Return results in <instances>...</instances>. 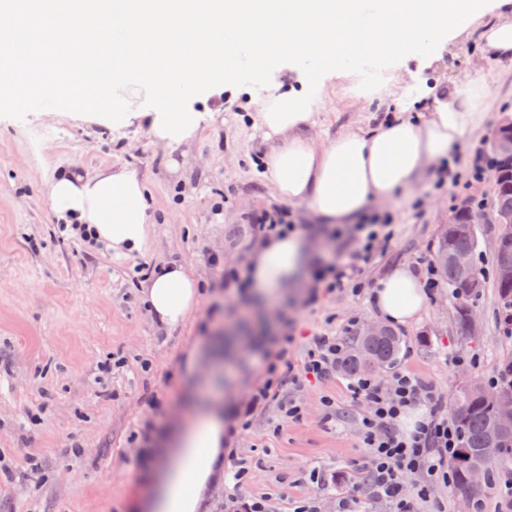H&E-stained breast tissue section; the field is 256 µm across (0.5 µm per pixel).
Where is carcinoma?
<instances>
[{
	"instance_id": "carcinoma-1",
	"label": "carcinoma",
	"mask_w": 512,
	"mask_h": 512,
	"mask_svg": "<svg viewBox=\"0 0 512 512\" xmlns=\"http://www.w3.org/2000/svg\"><path fill=\"white\" fill-rule=\"evenodd\" d=\"M494 217L512 213V158L499 156L495 171V191L491 201ZM468 250L475 254L479 242L475 235V225L463 235L451 234L448 226H443L437 242V253H453ZM493 265L498 268L512 265V241L499 239L493 250ZM440 274L455 299V320L459 333H464L470 306L467 297L472 291L460 287L461 275L451 262L439 266ZM494 288L506 313L512 315V285L497 280ZM405 340L389 327L379 336L359 335L339 363V369L349 377L356 378L376 372L396 364ZM450 417L459 430V448L453 456L452 473L456 488H461L468 477L469 469L480 464L491 474L496 466L512 462V431H504L496 438L488 436V426L493 420L492 409L485 402L483 388L471 383L460 389L450 403ZM494 445L499 448L498 455L492 460L482 456V449Z\"/></svg>"
}]
</instances>
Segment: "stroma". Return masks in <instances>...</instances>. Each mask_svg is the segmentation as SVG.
Here are the masks:
<instances>
[{
	"label": "stroma",
	"instance_id": "1",
	"mask_svg": "<svg viewBox=\"0 0 512 512\" xmlns=\"http://www.w3.org/2000/svg\"><path fill=\"white\" fill-rule=\"evenodd\" d=\"M431 63L409 58L403 70L416 83L440 91L467 71L477 53L472 43L446 44ZM209 93L190 99L215 119L190 150L154 143L143 126L111 127L92 122L73 105L0 109V512H131L147 482L142 449L152 447L175 417L191 419L198 401L220 394L236 380L240 399L264 379V361L249 355L219 370L211 383L197 382L184 363L192 347L214 344L229 327H252L254 312L240 290L224 287L231 270H246L257 242L252 215L284 210L291 223L310 227L316 216L287 207L262 177L256 158L271 148L258 129L259 102L270 92L297 88L288 62L269 70L264 85L238 73V88L213 75ZM394 96L384 92L361 103L340 90L320 99L314 140L358 124L386 119ZM500 126L490 113L478 141L459 151L458 182L441 181L437 169L395 190L365 212L361 223L388 221L391 243L376 242L368 261H358L355 237H322L321 259L355 261L366 288L340 290L317 301L277 300L268 310L272 336L291 333L294 366H301L311 337L329 334L351 342L350 323L375 314L369 285L386 270L407 263L424 271L434 262L440 229L463 198L490 200L493 173L475 180L466 161L474 145L490 147ZM113 165L135 169L150 195L154 223L142 250L117 255L106 245L62 235L50 200L52 175L66 169L92 173ZM479 264L485 283L469 303L481 322L477 336L464 339L454 324L447 289L429 292L419 318L399 327L406 346L397 371L433 385L451 400L463 385L486 381L512 358V330L499 318L491 252L496 226L479 227ZM172 259L188 263L206 294L182 325L157 323L139 300L146 273ZM351 377L337 373L322 382L284 389L300 403L302 419H283L277 405L236 428L232 446L249 465L243 494L269 498L275 512L306 503L316 512H338L340 502L356 512H392L363 480L366 450L360 436L364 406L349 390ZM41 469L23 477L27 459ZM320 470L323 485L306 481Z\"/></svg>",
	"mask_w": 512,
	"mask_h": 512
}]
</instances>
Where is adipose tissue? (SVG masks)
I'll list each match as a JSON object with an SVG mask.
<instances>
[{
  "mask_svg": "<svg viewBox=\"0 0 512 512\" xmlns=\"http://www.w3.org/2000/svg\"><path fill=\"white\" fill-rule=\"evenodd\" d=\"M449 41L475 42L481 60L512 56V0H0V72L25 68L52 96L68 93L98 123L147 126L162 146H191L208 115L185 108V96L207 92L216 64L235 79L241 58L253 84L283 60L301 66V88L267 96L258 114L276 145L260 159L279 200L304 205L321 220H357L372 203L413 184L433 164L456 165V151L484 129L486 75L454 82L432 97L384 81L396 94L384 122L336 133L318 145L308 136L313 106L326 81L362 76L374 59L435 58ZM185 67V94L160 90L159 75ZM99 74L86 85L82 77ZM51 207L119 254L140 251L151 216L144 181L125 167L91 174L58 172ZM316 229L263 240L247 270L249 300L295 288L315 258ZM146 307L166 326L185 322L203 298L188 266L155 268L142 288ZM426 291L405 264L390 268L370 292L377 316L397 325L422 312ZM228 402L199 404L191 422L174 425L148 449L152 479L138 512H199L219 479Z\"/></svg>",
  "mask_w": 512,
  "mask_h": 512,
  "instance_id": "adipose-tissue-1",
  "label": "adipose tissue"
}]
</instances>
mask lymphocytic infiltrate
Masks as SVG:
<instances>
[{
    "label": "lymphocytic infiltrate",
    "mask_w": 512,
    "mask_h": 512,
    "mask_svg": "<svg viewBox=\"0 0 512 512\" xmlns=\"http://www.w3.org/2000/svg\"><path fill=\"white\" fill-rule=\"evenodd\" d=\"M293 337L285 335L275 361L266 366L267 378L252 394L243 408L244 420H251L270 403H279L283 417L300 419L302 408L296 401H284V386H297L316 379L328 380L336 375V367L344 345L335 336H315L310 341L306 357L298 372H291L288 360ZM356 399L367 405L368 413L361 422V433L367 457L364 480L374 497L390 503L393 512H412V499H425L434 485L451 480L448 460L459 445L456 425L442 417L444 405L431 386L421 379L397 373L389 387L373 379H358L353 387ZM424 405L429 409L425 421L409 432L398 429V422L408 409ZM414 473L419 481L413 496H405L404 479Z\"/></svg>",
    "instance_id": "obj_1"
}]
</instances>
